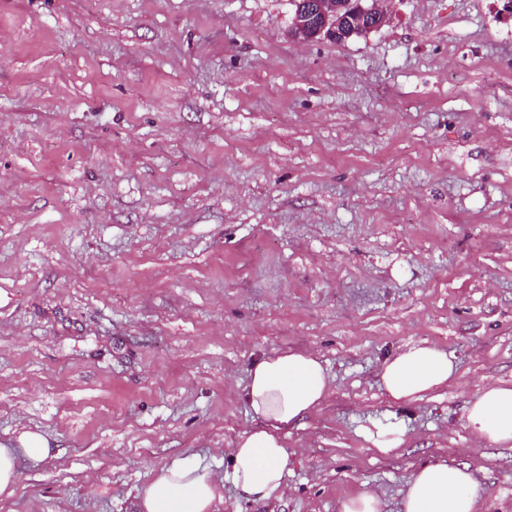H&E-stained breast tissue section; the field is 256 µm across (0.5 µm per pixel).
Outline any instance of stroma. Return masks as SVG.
<instances>
[{
  "label": "stroma",
  "instance_id": "35a3bbf8",
  "mask_svg": "<svg viewBox=\"0 0 512 512\" xmlns=\"http://www.w3.org/2000/svg\"><path fill=\"white\" fill-rule=\"evenodd\" d=\"M382 0L387 24L288 36L291 0H0V445L45 437L0 512H134L162 468L223 475L249 371L317 353L287 494L217 512H401L425 462L512 512V447L472 396L512 386V16ZM426 343L455 380L407 404L383 361ZM404 431L377 453L363 431ZM342 512H381V497L374 492L351 497L342 503Z\"/></svg>",
  "mask_w": 512,
  "mask_h": 512
}]
</instances>
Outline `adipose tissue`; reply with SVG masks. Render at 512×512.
<instances>
[{
  "label": "adipose tissue",
  "mask_w": 512,
  "mask_h": 512,
  "mask_svg": "<svg viewBox=\"0 0 512 512\" xmlns=\"http://www.w3.org/2000/svg\"><path fill=\"white\" fill-rule=\"evenodd\" d=\"M456 374L446 352L415 344L385 360L381 383L394 401L414 402L452 382ZM331 383L312 352L287 351L260 360L250 372L247 391L258 425L239 437L225 477L214 476L190 459L175 461L141 489L136 512H214L228 480L247 497L282 500L288 452L281 433L318 406ZM466 420L479 438L512 446V387L485 386L469 401ZM49 453L48 441L36 433L22 434L15 448L0 445V497L14 495L21 461L36 463ZM477 496L468 466L428 463L412 475L403 512H476Z\"/></svg>",
  "instance_id": "1"
}]
</instances>
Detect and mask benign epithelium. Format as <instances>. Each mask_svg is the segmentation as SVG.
I'll list each match as a JSON object with an SVG mask.
<instances>
[{
	"label": "benign epithelium",
	"mask_w": 512,
	"mask_h": 512,
	"mask_svg": "<svg viewBox=\"0 0 512 512\" xmlns=\"http://www.w3.org/2000/svg\"><path fill=\"white\" fill-rule=\"evenodd\" d=\"M295 4L288 34L296 41L343 38L378 29L389 20L375 0L369 6L365 0H295Z\"/></svg>",
	"instance_id": "benign-epithelium-1"
}]
</instances>
